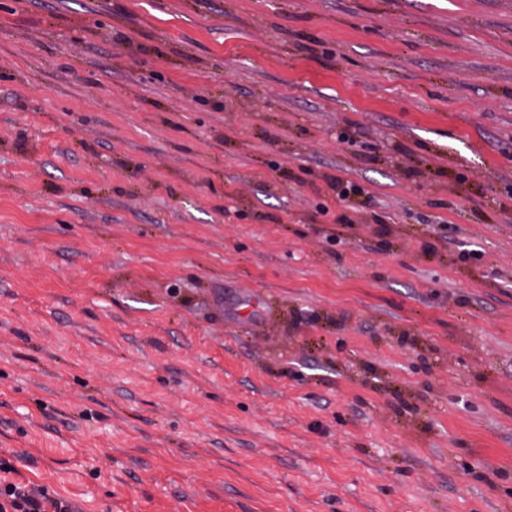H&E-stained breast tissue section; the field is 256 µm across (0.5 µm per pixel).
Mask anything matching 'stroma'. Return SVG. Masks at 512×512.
Here are the masks:
<instances>
[{"instance_id":"1","label":"stroma","mask_w":512,"mask_h":512,"mask_svg":"<svg viewBox=\"0 0 512 512\" xmlns=\"http://www.w3.org/2000/svg\"><path fill=\"white\" fill-rule=\"evenodd\" d=\"M1 480L512 512V0H0Z\"/></svg>"}]
</instances>
